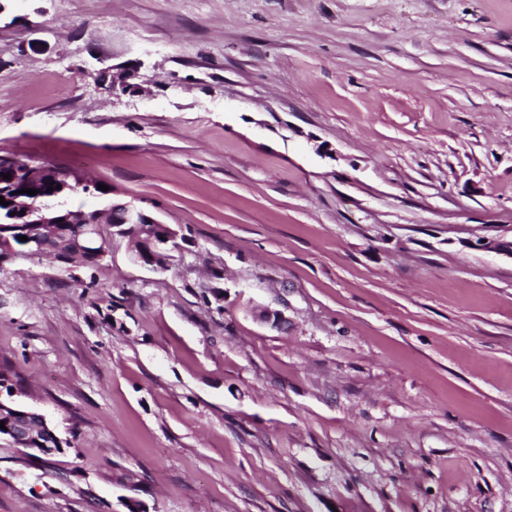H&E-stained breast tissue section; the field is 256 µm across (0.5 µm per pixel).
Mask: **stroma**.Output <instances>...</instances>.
Segmentation results:
<instances>
[{"label":"stroma","mask_w":512,"mask_h":512,"mask_svg":"<svg viewBox=\"0 0 512 512\" xmlns=\"http://www.w3.org/2000/svg\"><path fill=\"white\" fill-rule=\"evenodd\" d=\"M0 156L178 242L0 267V512H512V0H7ZM0 409L2 414L9 413L12 427L8 439L16 447L34 451L40 456L53 455L62 450L61 440L43 414L9 406L2 400Z\"/></svg>","instance_id":"35a3bbf8"}]
</instances>
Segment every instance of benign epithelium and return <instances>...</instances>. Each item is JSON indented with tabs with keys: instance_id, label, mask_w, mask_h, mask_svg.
Here are the masks:
<instances>
[{
	"instance_id": "benign-epithelium-1",
	"label": "benign epithelium",
	"mask_w": 512,
	"mask_h": 512,
	"mask_svg": "<svg viewBox=\"0 0 512 512\" xmlns=\"http://www.w3.org/2000/svg\"><path fill=\"white\" fill-rule=\"evenodd\" d=\"M54 188V194L83 185L73 173L52 163L32 166L26 162L14 166L9 183L13 195L6 198L8 214L0 222V258L13 259L17 246L26 248L27 256L52 255L68 262L79 258L85 266L97 265L106 254L103 219L112 223V234L129 239L135 260L153 270L165 268L164 251L175 245L176 233L167 225L130 202L112 204L100 211L96 220L88 219L84 208L68 206L61 212H47L22 192L33 178ZM66 224L81 228L71 237L64 236ZM27 240L21 241L19 237ZM0 411L9 413L12 423L9 441L18 448L34 451L40 456L62 450V442L46 417L38 412L21 410L0 401Z\"/></svg>"
}]
</instances>
